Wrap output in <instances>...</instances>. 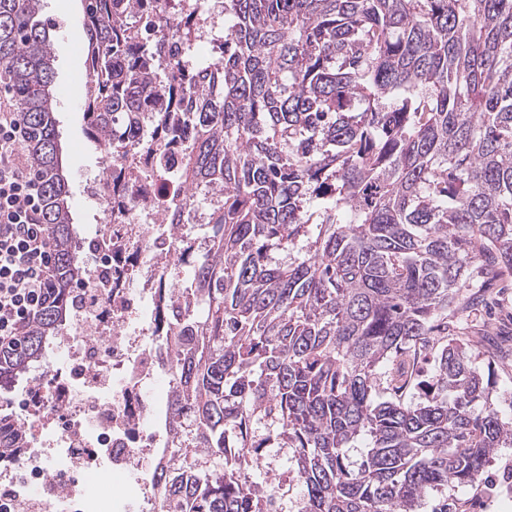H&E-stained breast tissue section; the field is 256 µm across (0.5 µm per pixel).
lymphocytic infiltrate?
I'll return each mask as SVG.
<instances>
[{
    "label": "lymphocytic infiltrate",
    "instance_id": "f902f5d3",
    "mask_svg": "<svg viewBox=\"0 0 512 512\" xmlns=\"http://www.w3.org/2000/svg\"><path fill=\"white\" fill-rule=\"evenodd\" d=\"M42 185L28 160L25 118L0 93V348L27 330L52 290Z\"/></svg>",
    "mask_w": 512,
    "mask_h": 512
}]
</instances>
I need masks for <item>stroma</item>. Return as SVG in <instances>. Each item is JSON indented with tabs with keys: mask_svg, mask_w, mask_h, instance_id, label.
<instances>
[{
	"mask_svg": "<svg viewBox=\"0 0 512 512\" xmlns=\"http://www.w3.org/2000/svg\"><path fill=\"white\" fill-rule=\"evenodd\" d=\"M41 20L56 38L55 82L66 95L58 101L56 117L63 159L75 194L73 217L81 230L89 231L102 216L89 199L88 177L97 169L98 152L87 138V119L77 95L87 83L86 46L79 43L80 0H43ZM470 293L481 303L457 315L463 335L471 343L468 356L481 373L493 381L490 402L502 419H512V289L501 288L499 280L487 277L479 264L469 267ZM261 467L252 469L250 478L262 484L271 478L283 481L280 506L283 512H296L305 488L292 476L291 453L284 448H268ZM497 491L505 500L497 512H512V447L501 448L490 458L478 482L465 487L448 486L444 492L427 494L422 512H432L439 501H447L449 512H470L469 503L487 491Z\"/></svg>",
	"mask_w": 512,
	"mask_h": 512,
	"instance_id": "1",
	"label": "stroma"
}]
</instances>
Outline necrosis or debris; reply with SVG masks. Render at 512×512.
I'll return each mask as SVG.
<instances>
[{
  "mask_svg": "<svg viewBox=\"0 0 512 512\" xmlns=\"http://www.w3.org/2000/svg\"><path fill=\"white\" fill-rule=\"evenodd\" d=\"M187 12L197 29L185 35L175 24ZM218 13L217 0H164L160 15L141 19L146 38L163 45L155 67L201 75L214 58L196 57V47L224 44ZM163 132L156 127L149 146L141 134L125 138L100 161L103 222L85 239L94 261L42 378L8 405L11 425L28 438L26 447L0 455V493L16 512H158L157 477L172 454L157 421L175 386L172 324L159 291L176 282V297H185L188 281L175 272L202 217L179 179L193 130L185 128L161 158L155 144ZM104 469L122 483L100 481Z\"/></svg>",
  "mask_w": 512,
  "mask_h": 512,
  "instance_id": "1",
  "label": "necrosis or debris"
}]
</instances>
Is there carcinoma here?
Listing matches in <instances>:
<instances>
[{"instance_id": "carcinoma-1", "label": "carcinoma", "mask_w": 512, "mask_h": 512, "mask_svg": "<svg viewBox=\"0 0 512 512\" xmlns=\"http://www.w3.org/2000/svg\"><path fill=\"white\" fill-rule=\"evenodd\" d=\"M41 2L0 0V69L29 129L55 295L0 349V399L84 273ZM153 2L82 0L81 37L89 140L115 151L149 101L168 126L158 151L181 134L170 114L198 126L185 193L224 194L181 253L194 304L173 317L161 512H265L280 485L248 471L271 443L293 449L302 512H418L428 491L475 483L512 425L448 318L469 265L512 274V0H224L214 68L158 88L134 19ZM190 453L224 467L187 468Z\"/></svg>"}]
</instances>
